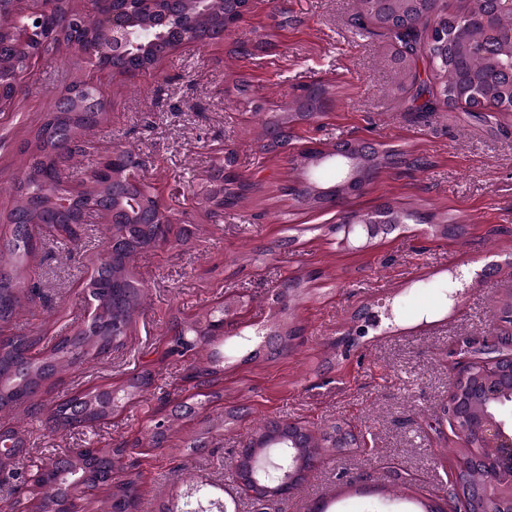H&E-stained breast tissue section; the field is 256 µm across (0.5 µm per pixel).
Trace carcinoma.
<instances>
[{
	"mask_svg": "<svg viewBox=\"0 0 512 512\" xmlns=\"http://www.w3.org/2000/svg\"><path fill=\"white\" fill-rule=\"evenodd\" d=\"M127 6L123 0L110 6L98 0H57L54 13L43 25L56 36L41 45L40 57H52L63 43L73 37L81 40V52L96 70L111 67L129 78L147 77L153 73L157 60L167 56L168 43L176 38L190 42L214 43L222 38L224 13L240 7L230 0H212L205 11L192 0H162L151 11L137 10L135 25L153 28L161 18L167 24L161 27L166 36L156 42H146L129 54L112 57L105 52V27L112 18V10ZM42 7L40 0H8L4 15L24 18L32 10ZM87 15L92 26L78 30L65 25L69 18ZM358 21L373 28V34L396 42L408 59L407 82L399 84V100L409 111L436 112L441 108L432 87L420 79L413 66L421 58L439 69L445 78L443 84L446 104L456 102L458 92L465 88L472 93L469 103L484 100L486 112L501 111L500 104L512 103V43L505 37L512 31V15L500 14L497 0H470L466 12L450 15L443 0H396L392 4L376 0H358ZM272 38L252 47L235 44L230 54L237 58L254 56V50H271ZM32 46L16 44L9 33L0 36V89L8 96L18 97L27 88L39 83L43 71L24 74L28 81H15L14 75L26 68ZM62 86V101L57 108L46 112L31 130L20 148L23 174L13 179L9 194L13 205L7 214L8 233L0 237V412L9 413L25 407L28 415L38 419L51 433L69 430H90L124 418L134 408H141L142 419L138 436L119 443L97 444L82 453H66L50 462V468L38 481L37 491L22 494L14 500L0 502V512H12L26 504L27 512H50L74 498L72 486L82 482L93 490L106 488L107 495L93 504L78 509L70 503V512H134L138 505L136 495L140 477L139 457L149 455L174 438L180 426L197 419L201 409L224 398V341L212 329V320L219 316L217 306H205L190 319L174 317L171 329L177 335L164 343L161 359L193 356L188 370L196 383L175 394L165 393L155 407L142 406L143 392L154 382L151 363L141 360L130 376L108 382L84 391L65 394L58 399L41 401L38 395L46 383L62 380L63 375L76 366L100 359L123 344L130 335L138 316L143 286L134 270L135 258L147 251L166 246H187L194 239L196 225L182 213V217L167 210L160 211L157 188L144 175L140 155L119 142L112 148L121 152V162L114 166L108 159L111 148L99 149L89 134L108 128L109 104L98 83L67 73L55 79ZM329 95V89L318 85L295 106L264 116L257 136V150L261 154H275L290 144L294 127L318 115L320 102ZM337 152L349 154L356 161L355 179L336 180L324 190L302 181L283 188L285 194L305 209H320L358 192L364 186L365 175L373 176L390 168L404 166L424 170L430 166L425 156H412L394 150H383L358 140H343L332 145ZM231 155L212 164L204 182L194 190L195 208L213 218L246 199L253 188L241 174L224 176V169L234 166ZM375 223L393 231L403 224L420 222L421 214L408 208L385 204L369 212ZM103 220L105 247L92 258L93 270L84 285V295L91 306L90 317L64 335L51 339L17 326L16 318L22 305L37 315L41 299L36 278V259L42 240L31 230L39 225L65 224L68 234L58 243L68 252L82 246L90 219ZM312 276H290L274 289L273 301L282 314L288 313V302L297 295L305 280ZM273 333L278 345L256 342L254 337ZM234 344L242 361L258 358L276 359L286 353L296 338V329L282 324L274 330L260 326L253 335L240 332L233 335ZM248 416L247 409L231 406L208 415L199 421L201 428L189 440V448L198 452L208 447L210 435ZM282 421L267 419L251 435L248 443L261 444V449L280 462L288 456L300 455V461L309 466L316 460L312 449L318 441H331L340 427L317 439L301 421L300 451L288 447V437L278 435ZM8 442L17 453L26 448L21 431L8 424H0V443ZM490 456V449H477ZM463 448L448 459L452 475L463 472L466 482L479 487L491 478L484 465L470 464L477 451Z\"/></svg>",
	"mask_w": 512,
	"mask_h": 512,
	"instance_id": "1",
	"label": "carcinoma"
}]
</instances>
